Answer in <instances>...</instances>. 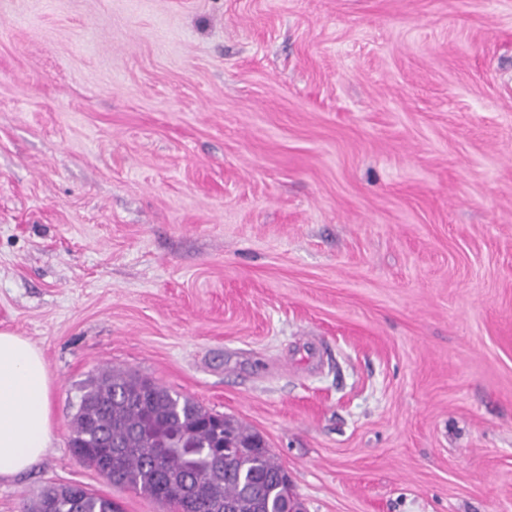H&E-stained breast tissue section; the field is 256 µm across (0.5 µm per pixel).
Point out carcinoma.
<instances>
[{
    "label": "carcinoma",
    "mask_w": 512,
    "mask_h": 512,
    "mask_svg": "<svg viewBox=\"0 0 512 512\" xmlns=\"http://www.w3.org/2000/svg\"><path fill=\"white\" fill-rule=\"evenodd\" d=\"M224 463L214 460L224 443ZM70 444L90 466L112 456V484L178 512H286L288 474L264 439L193 398L107 367L73 417ZM121 512L87 489L45 488L27 512Z\"/></svg>",
    "instance_id": "cac0c4a2"
}]
</instances>
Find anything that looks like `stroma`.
<instances>
[{
    "label": "stroma",
    "mask_w": 512,
    "mask_h": 512,
    "mask_svg": "<svg viewBox=\"0 0 512 512\" xmlns=\"http://www.w3.org/2000/svg\"><path fill=\"white\" fill-rule=\"evenodd\" d=\"M0 331L78 483L135 372L259 433L304 512H512V0H0Z\"/></svg>",
    "instance_id": "35a3bbf8"
}]
</instances>
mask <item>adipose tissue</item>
Instances as JSON below:
<instances>
[{"label": "adipose tissue", "instance_id": "obj_1", "mask_svg": "<svg viewBox=\"0 0 512 512\" xmlns=\"http://www.w3.org/2000/svg\"><path fill=\"white\" fill-rule=\"evenodd\" d=\"M51 382L38 348L0 331V479L31 467L53 441Z\"/></svg>", "mask_w": 512, "mask_h": 512}]
</instances>
